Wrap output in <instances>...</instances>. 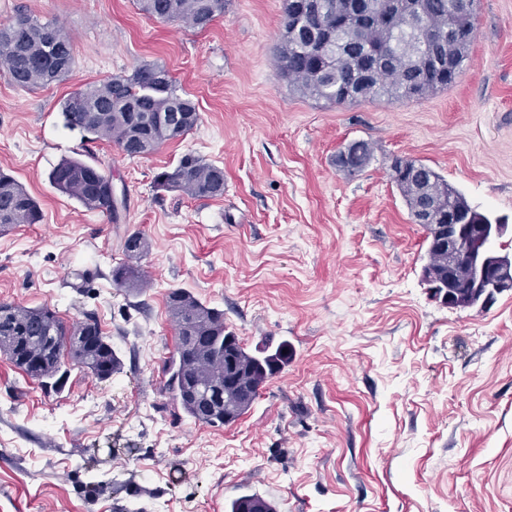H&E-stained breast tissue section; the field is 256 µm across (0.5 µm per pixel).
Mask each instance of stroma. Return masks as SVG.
Instances as JSON below:
<instances>
[{"mask_svg":"<svg viewBox=\"0 0 512 512\" xmlns=\"http://www.w3.org/2000/svg\"><path fill=\"white\" fill-rule=\"evenodd\" d=\"M21 11L69 33L74 64L31 91L0 74V170L43 214L0 233V303L93 314L121 366H68L53 390L0 354V512H224L254 493L276 512H512V291L484 311L434 300L390 170L424 164L512 223V0H477L447 88L350 105L281 77L283 0H226L202 31L137 0H0V25ZM147 63L198 106L183 139L131 159L64 128L71 92ZM359 140L373 155L350 176L336 158ZM187 153L223 167V197L157 189ZM71 157L111 174L116 217L52 186ZM134 233L148 283L127 290L112 271ZM174 288L245 347L288 345L232 423L198 424L164 390Z\"/></svg>","mask_w":512,"mask_h":512,"instance_id":"stroma-1","label":"stroma"}]
</instances>
